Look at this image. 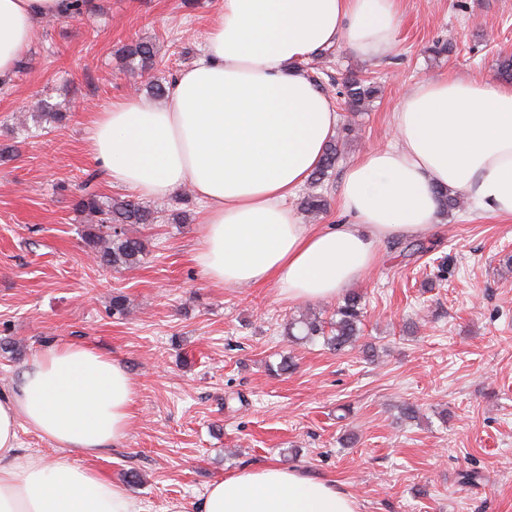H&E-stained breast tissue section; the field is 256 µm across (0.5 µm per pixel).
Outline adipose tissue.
I'll list each match as a JSON object with an SVG mask.
<instances>
[{
    "label": "adipose tissue",
    "instance_id": "obj_1",
    "mask_svg": "<svg viewBox=\"0 0 512 512\" xmlns=\"http://www.w3.org/2000/svg\"><path fill=\"white\" fill-rule=\"evenodd\" d=\"M67 0H0V78ZM397 0H220L200 57L164 105L140 96L98 114L89 136L109 182L147 199L191 186L206 205L196 261L214 285L274 283L289 299L336 298L362 279L391 237L437 222L434 189L512 217V86L421 81L394 116L399 145L368 152L343 179L348 221L302 223L288 200L319 165L338 114L303 70L345 41L375 57L393 46ZM135 389L116 359L66 343L34 356L0 398V512H143L124 485L88 466L121 442ZM62 453L19 450L20 427ZM198 512H358L335 482L263 464L213 482Z\"/></svg>",
    "mask_w": 512,
    "mask_h": 512
}]
</instances>
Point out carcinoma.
I'll return each mask as SVG.
<instances>
[{"instance_id": "carcinoma-1", "label": "carcinoma", "mask_w": 512, "mask_h": 512, "mask_svg": "<svg viewBox=\"0 0 512 512\" xmlns=\"http://www.w3.org/2000/svg\"><path fill=\"white\" fill-rule=\"evenodd\" d=\"M123 57L129 67L143 72L152 70L158 64L155 48L147 41H135L126 45ZM379 92L380 86L374 80L352 74L344 79L343 88L338 95L343 99L344 111L353 116L367 111ZM353 131L354 123L348 118L343 122L344 136L332 139L326 145L322 162L310 177L311 184L316 186L324 182L334 170L342 154L344 138ZM101 179V171L87 172L81 194L75 203L76 210L86 214L91 223L92 230L87 235L88 246L102 265L116 271L133 269L141 263L146 244L141 237L133 234L131 227L156 223L163 209L153 203L134 202L120 196L106 200L99 193ZM436 195L441 212L464 209L465 197L461 192L439 187ZM327 206V198L316 192L303 197L300 202L301 211L313 220L325 212ZM362 318L361 296L350 294L336 307L328 321L308 313L292 319L288 323V335H297L305 341L321 339L324 345L341 352L355 347L360 338Z\"/></svg>"}]
</instances>
